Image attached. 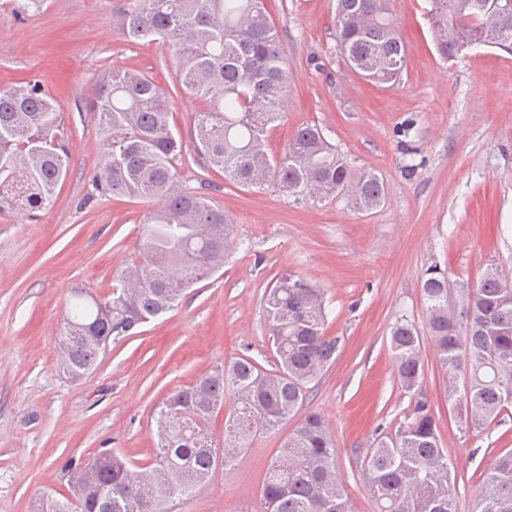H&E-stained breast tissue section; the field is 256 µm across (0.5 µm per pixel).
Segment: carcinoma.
<instances>
[{
	"label": "carcinoma",
	"mask_w": 512,
	"mask_h": 512,
	"mask_svg": "<svg viewBox=\"0 0 512 512\" xmlns=\"http://www.w3.org/2000/svg\"><path fill=\"white\" fill-rule=\"evenodd\" d=\"M426 17L443 58L477 41L512 51V0H428ZM122 38L150 40L172 53L179 83L202 99L192 140L198 159L246 188L274 182L291 195L332 194L356 211L376 207L384 183L356 168L305 123L286 151L268 148L291 86L287 55L266 0H132ZM336 48L352 69L387 88L400 84L408 46L391 0H336ZM101 134L104 163L93 173L104 195H125L163 205L150 211L139 243L142 259L115 278L99 298L71 291L60 344L68 349L64 374L78 381L111 344L173 310L187 288L224 266L234 224L208 194L177 188L175 162L186 143L170 124L171 93L139 71L114 68L87 101ZM68 146L59 107L36 82L0 89V211L39 210L50 203L67 173ZM427 332L448 374V400L462 395L460 430L478 432L512 410V280L490 266L477 286L432 269L421 285ZM277 364L267 370L249 357L218 363L193 384L162 401L150 465L133 469L120 455L99 451L88 465L92 484L73 496L40 497L35 512H164L176 496L191 494L219 465H234L239 450L274 434L309 399L322 372L336 360L341 339L325 333L323 293L290 270L263 297ZM389 349L398 387L421 391L425 375L421 336L406 318L395 321ZM463 387H458V383ZM233 398L224 439H211V420ZM376 512H456L454 481L432 409L416 401L395 436L381 439L362 469ZM259 512H352L337 467L336 443L326 418L307 412L270 462ZM475 512H512V449L499 454L476 495Z\"/></svg>",
	"instance_id": "1"
}]
</instances>
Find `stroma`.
Returning a JSON list of instances; mask_svg holds the SVG:
<instances>
[{
  "label": "stroma",
  "mask_w": 512,
  "mask_h": 512,
  "mask_svg": "<svg viewBox=\"0 0 512 512\" xmlns=\"http://www.w3.org/2000/svg\"><path fill=\"white\" fill-rule=\"evenodd\" d=\"M128 0H37L16 15L0 5V87L38 80L65 119L69 162L50 206L0 213V512H32L45 494L70 495L68 464L104 449L136 467L157 443L158 405L215 364L249 356L265 368L271 349L262 298L285 270L321 288L325 331L343 348L306 404L329 422L353 512H375L362 461L378 435L393 436L416 397L433 410L455 477L456 512L474 499L497 453L512 448V415L463 435L433 341L422 338L419 396L396 381L388 340L397 318L425 326L421 283L438 268L449 286L477 283L489 266L512 279V53L476 45L443 59L431 41L427 0H393L409 53L403 80L387 89L361 78L333 39L336 0H267L293 82L269 147L294 129L321 126L355 165L384 182L381 204L351 211L338 198L291 196L272 185L225 181L193 151L177 163L183 191L213 192L236 224L223 269L189 288L178 307L110 346L81 381L57 363L70 291L103 296L137 260L152 203L101 196L90 180L104 156L85 101L113 68L148 73L171 92L170 124L190 136L200 99L179 90L174 58L157 43L127 41L118 23ZM410 134H403L406 122ZM415 165L405 176V165ZM244 449L170 512H257L270 459L294 430Z\"/></svg>",
  "instance_id": "1"
}]
</instances>
